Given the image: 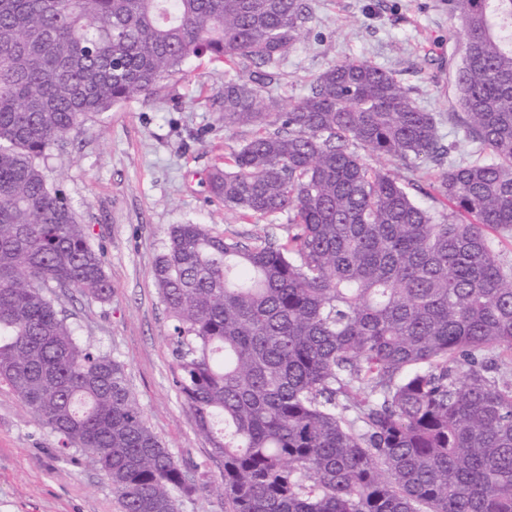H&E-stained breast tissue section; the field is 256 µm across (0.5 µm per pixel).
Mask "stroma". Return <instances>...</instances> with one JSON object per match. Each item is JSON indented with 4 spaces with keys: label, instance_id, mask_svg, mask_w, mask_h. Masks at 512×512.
I'll list each match as a JSON object with an SVG mask.
<instances>
[{
    "label": "stroma",
    "instance_id": "stroma-1",
    "mask_svg": "<svg viewBox=\"0 0 512 512\" xmlns=\"http://www.w3.org/2000/svg\"><path fill=\"white\" fill-rule=\"evenodd\" d=\"M303 40L289 52L269 92L299 98L306 81L334 60H370L412 88L429 112L459 111L451 70L464 36L446 0H313ZM232 74L221 61H192L160 96L132 100L86 120L73 145L54 151L49 184L71 199L91 244L103 251L112 299L61 298L82 340L111 354L151 430L187 473L224 470L192 410L172 386L171 321L151 269L173 224H208L224 235L262 233L226 212L205 179L217 148L237 146L245 128H225L214 104ZM0 512H119L107 479L78 452L59 455L53 434L0 388Z\"/></svg>",
    "mask_w": 512,
    "mask_h": 512
}]
</instances>
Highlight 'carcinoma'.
Instances as JSON below:
<instances>
[{
  "mask_svg": "<svg viewBox=\"0 0 512 512\" xmlns=\"http://www.w3.org/2000/svg\"><path fill=\"white\" fill-rule=\"evenodd\" d=\"M446 2L469 46L451 122L477 157L459 161L368 60L330 62L279 106L267 87L311 0H0V386L121 512H180L209 471H183L122 363L58 309L112 283L44 163L205 56L239 72L224 128H251L209 193L288 219L284 239L245 242L172 224L151 270L224 512H512V268L489 238L512 232V0Z\"/></svg>",
  "mask_w": 512,
  "mask_h": 512,
  "instance_id": "cac0c4a2",
  "label": "carcinoma"
}]
</instances>
